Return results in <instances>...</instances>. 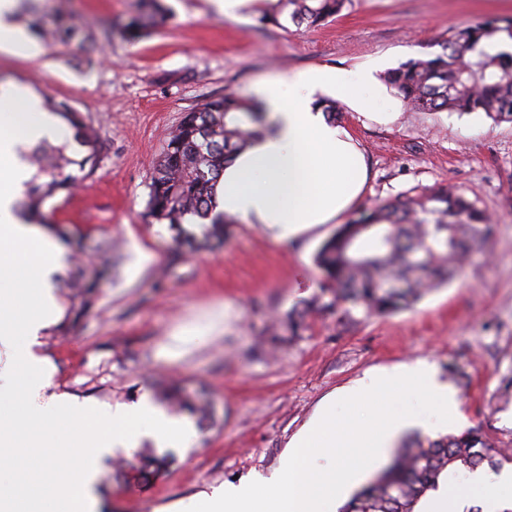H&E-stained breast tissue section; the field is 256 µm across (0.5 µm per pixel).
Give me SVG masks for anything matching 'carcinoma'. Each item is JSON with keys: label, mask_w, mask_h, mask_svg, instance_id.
<instances>
[{"label": "carcinoma", "mask_w": 512, "mask_h": 512, "mask_svg": "<svg viewBox=\"0 0 512 512\" xmlns=\"http://www.w3.org/2000/svg\"><path fill=\"white\" fill-rule=\"evenodd\" d=\"M343 4L344 0H277L263 18L277 23L286 12L293 24L316 27L335 19ZM29 15V28L38 31L46 42L86 45L85 53L77 58L78 67L92 70L98 66L100 46L109 36L107 26L76 18L66 8V0H59L52 8L50 21L35 10ZM169 18L163 0H140L124 33L131 40H139ZM499 32L512 39V22L497 26L487 21L459 30L448 39L443 54L411 59L392 70L387 81L414 111L478 113L494 121L512 122V50L497 48L494 37ZM53 109L85 155L68 157L66 141L33 148L36 174L22 207L34 223L65 239L68 228L54 223V210L44 205L92 178L103 144L68 104L57 102ZM254 117L250 106L232 95L205 102L185 113L152 169L148 215L177 231L180 245L189 252L224 242L227 225L233 220L214 213L216 187L224 165L253 138L254 132L246 123ZM189 216L204 221L201 236L184 229ZM491 233L485 211L452 186H437L380 205L365 216L338 225L321 244L315 255L323 277L320 292L303 308L288 313L283 326L296 335L317 312L341 310L349 315L360 310L366 315H386L406 309L427 291L451 282ZM107 273L105 267L94 278L73 275L64 283L70 311L60 334L69 332L93 305L97 282ZM162 397L172 405L196 410L201 422L209 421L208 405H192L181 387L167 386ZM170 463L167 456H135L126 461L119 474L128 482L146 484L158 478ZM485 463L493 468L512 464V452L497 447L477 429L437 439L414 438L398 449L388 468L357 492L342 512H415L442 473L472 471Z\"/></svg>", "instance_id": "obj_1"}]
</instances>
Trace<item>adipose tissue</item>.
Wrapping results in <instances>:
<instances>
[{"mask_svg": "<svg viewBox=\"0 0 512 512\" xmlns=\"http://www.w3.org/2000/svg\"><path fill=\"white\" fill-rule=\"evenodd\" d=\"M359 112L376 107L371 71L349 78L322 68L261 82L257 94L271 123L245 152L224 167L218 209L258 227L272 240H302L318 226L343 221L358 204L368 176L357 139L328 118L319 102L326 89ZM57 134L55 119L39 99L13 86L0 89V346L8 363L0 400L17 398L14 414H0V447L40 459L33 482H52L55 512H102L98 487L104 461L132 450L141 439L185 447L188 422L144 403L110 409L68 396H46L50 366L31 350L39 332L60 316L52 276L61 250L46 231L19 213L17 189L32 171L20 158L24 146ZM394 382L414 384L435 415L376 412L359 424H337L328 401L290 441L278 470L255 482L227 483L205 494V512H336L360 470L341 464L346 449L366 448L380 464L412 429L429 431L458 414L454 390L435 371L417 362L401 364L349 388L357 403ZM470 487L482 495L484 512H512V471L471 473Z\"/></svg>", "mask_w": 512, "mask_h": 512, "instance_id": "adipose-tissue-1", "label": "adipose tissue"}]
</instances>
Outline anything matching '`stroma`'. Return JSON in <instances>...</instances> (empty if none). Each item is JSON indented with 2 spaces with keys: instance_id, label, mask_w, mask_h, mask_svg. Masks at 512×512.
I'll return each instance as SVG.
<instances>
[{
  "instance_id": "stroma-1",
  "label": "stroma",
  "mask_w": 512,
  "mask_h": 512,
  "mask_svg": "<svg viewBox=\"0 0 512 512\" xmlns=\"http://www.w3.org/2000/svg\"><path fill=\"white\" fill-rule=\"evenodd\" d=\"M79 14L111 31L105 59L76 68L78 45L30 36L16 54L0 48V84L26 86L42 101L66 102L103 142L97 173L58 197L55 218L69 226L68 266H102L95 303L70 336L44 328L34 346L54 367L49 390L105 407L160 403L178 381L209 403L216 424L193 426L185 448L142 442L138 454H167L157 482L125 483L105 462L106 512H166L212 488L277 469L288 441L327 399L355 423L384 409H421L405 385L375 392L356 406L343 398L367 376L403 363L434 366L457 395L448 430L480 429L512 448V123L481 114L409 110L387 73L414 58L442 54L458 29L479 20H512V0H346L336 20L315 28L261 24L265 0H243L232 13L213 0H166L173 21L130 41L121 27L138 0H70ZM310 68L352 75L371 70L381 116L356 112L335 93L336 121L359 138L369 179L359 211L438 184H451L488 213L494 233L447 286L410 309L385 316L317 314L277 350L260 345L275 319L311 301L321 274L320 238L276 243L232 224L221 246L179 252L174 232L147 214V182L170 131L211 97L254 103L266 79ZM186 335L167 355L174 335Z\"/></svg>"
}]
</instances>
